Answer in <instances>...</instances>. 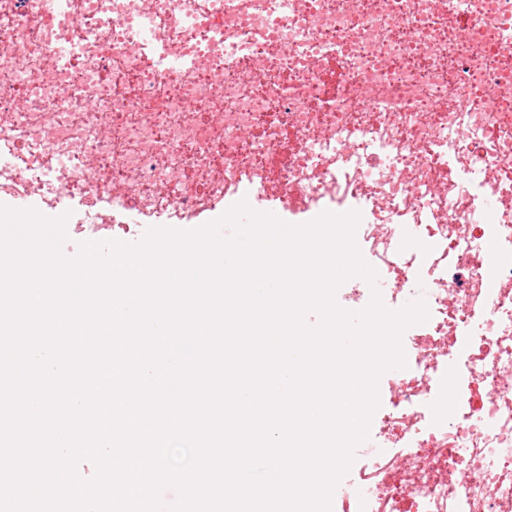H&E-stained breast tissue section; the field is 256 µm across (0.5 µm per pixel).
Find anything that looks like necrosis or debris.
<instances>
[{
	"label": "necrosis or debris",
	"mask_w": 512,
	"mask_h": 512,
	"mask_svg": "<svg viewBox=\"0 0 512 512\" xmlns=\"http://www.w3.org/2000/svg\"><path fill=\"white\" fill-rule=\"evenodd\" d=\"M33 192L147 229L238 197L293 225L358 211L387 299L433 294L340 512H512V0H0V197ZM137 36L143 47L153 57L157 67L165 72H178L189 66V60L181 57L169 56L159 41L155 30L148 26H141ZM432 284L423 276L411 277L407 286L399 294V300L395 305L400 310L411 302L422 300L428 310L431 304Z\"/></svg>",
	"instance_id": "4bbe7bcc"
}]
</instances>
